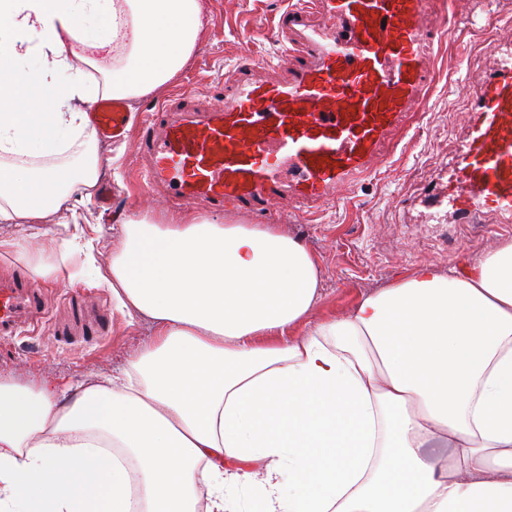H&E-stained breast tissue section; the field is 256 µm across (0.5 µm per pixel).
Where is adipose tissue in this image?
Segmentation results:
<instances>
[{"label": "adipose tissue", "instance_id": "1", "mask_svg": "<svg viewBox=\"0 0 512 512\" xmlns=\"http://www.w3.org/2000/svg\"><path fill=\"white\" fill-rule=\"evenodd\" d=\"M204 2L0 0L1 224L94 186L88 107L174 81ZM120 235L109 286L152 340L117 376L0 379V512H196L201 483L206 512L247 484L257 512H512V239L314 323L320 260L280 225L145 212Z\"/></svg>", "mask_w": 512, "mask_h": 512}]
</instances>
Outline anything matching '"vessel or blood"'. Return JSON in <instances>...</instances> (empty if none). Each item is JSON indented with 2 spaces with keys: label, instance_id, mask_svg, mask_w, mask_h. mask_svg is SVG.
I'll return each mask as SVG.
<instances>
[{
  "label": "vessel or blood",
  "instance_id": "vessel-or-blood-1",
  "mask_svg": "<svg viewBox=\"0 0 512 512\" xmlns=\"http://www.w3.org/2000/svg\"><path fill=\"white\" fill-rule=\"evenodd\" d=\"M286 74L237 68L222 105L173 99L132 123L123 103L100 101L90 121L106 138H134L149 192L213 213L257 218L292 200L311 209L334 201L386 160L434 79V49L446 36L434 0H302L274 21ZM463 166L435 194L459 222L477 214L512 223V53L495 57L473 97ZM79 332L63 345L101 336L100 322L70 301ZM46 294L25 276L0 278V336L41 324Z\"/></svg>",
  "mask_w": 512,
  "mask_h": 512
}]
</instances>
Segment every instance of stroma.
I'll return each instance as SVG.
<instances>
[{
  "instance_id": "35a3bbf8",
  "label": "stroma",
  "mask_w": 512,
  "mask_h": 512,
  "mask_svg": "<svg viewBox=\"0 0 512 512\" xmlns=\"http://www.w3.org/2000/svg\"><path fill=\"white\" fill-rule=\"evenodd\" d=\"M290 2L207 0L205 34L191 65L172 85L129 104V111L138 116L152 112L180 91L191 94L195 103H214L232 83L237 62L251 58L278 63L283 47L273 21ZM443 19L451 38L436 52L435 83L388 162L318 212L282 204L272 208V222L301 238L321 261L323 300L317 316L344 315L360 295L408 270L421 265L445 270L462 255L483 254L512 238V224H494L483 216L471 224L430 219L425 195L434 177L447 181L456 173L472 86L487 68L491 48L512 40V0H445ZM100 146L113 159L103 175L113 185L111 215H104L100 191L94 187L78 199L74 211H60L47 223H0V266L29 272L41 263L53 269L42 281L49 292L50 318L33 332L0 341L1 376L21 380L43 375L77 383L115 375L151 338L147 321L132 322L118 313L98 343L63 348L54 339L53 321L63 317L67 297L112 308V290L104 276L120 245L118 224L145 211L181 210L178 204L154 199L136 183L139 158L133 140L104 139ZM76 214L82 217L78 227L72 220ZM77 231L95 245V269H87L84 256L70 248Z\"/></svg>"
}]
</instances>
